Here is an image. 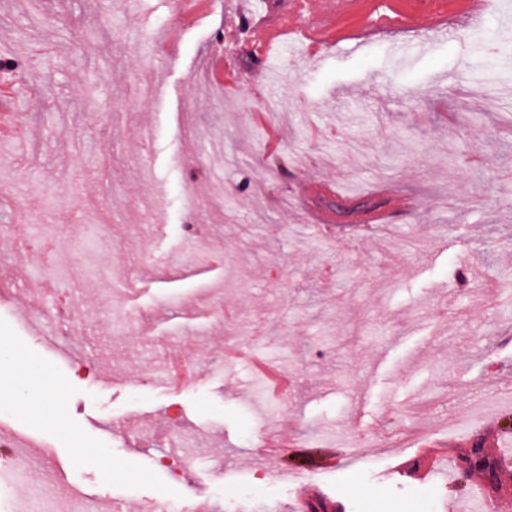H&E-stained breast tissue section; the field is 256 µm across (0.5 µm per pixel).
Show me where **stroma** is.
I'll return each instance as SVG.
<instances>
[{"label": "stroma", "mask_w": 512, "mask_h": 512, "mask_svg": "<svg viewBox=\"0 0 512 512\" xmlns=\"http://www.w3.org/2000/svg\"><path fill=\"white\" fill-rule=\"evenodd\" d=\"M288 0H209L170 59L153 49L175 0H0V53L23 55L8 97L27 136H0V340L34 375L0 406L47 476L0 464L5 512H58L64 491L129 512L180 508L157 467L184 448L212 512H450L468 484L394 468L498 440L512 402V0L479 29L434 37L463 0H301L257 52L241 24ZM331 16L316 55L295 31ZM379 30L363 48L351 34ZM222 33L214 45V33ZM224 79L209 76L212 53ZM261 197H254V186ZM334 215L335 234L317 226ZM199 232L187 238L184 225ZM44 236L47 286L24 249ZM61 318L98 381L28 324ZM196 380L165 381L170 358ZM287 371L271 396L255 358ZM129 429L108 431V421ZM296 443L267 461L266 431ZM91 449L80 462L75 447Z\"/></svg>", "instance_id": "35a3bbf8"}]
</instances>
